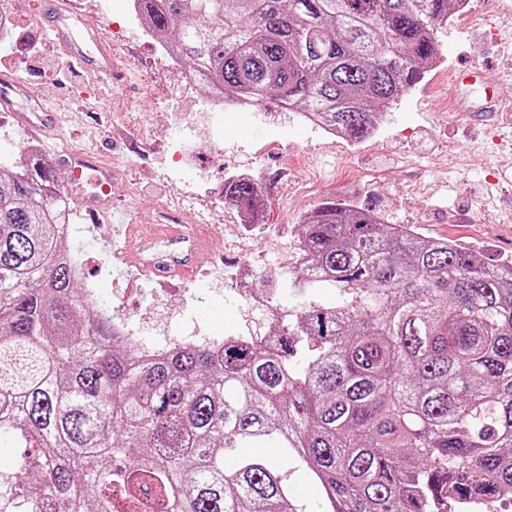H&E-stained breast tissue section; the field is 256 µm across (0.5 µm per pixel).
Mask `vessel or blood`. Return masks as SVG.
<instances>
[{"label":"vessel or blood","instance_id":"1","mask_svg":"<svg viewBox=\"0 0 512 512\" xmlns=\"http://www.w3.org/2000/svg\"><path fill=\"white\" fill-rule=\"evenodd\" d=\"M43 27L51 40L62 45L66 55L85 71L106 82L116 78L109 42L76 11L73 0H48ZM471 77L487 90L488 111L500 112V101L491 95L496 75L486 70H463L455 75L454 83L463 85ZM0 109L9 111L17 125L32 135L50 136L60 128L55 103L30 96L25 85L7 76H0ZM63 163L70 172V197L91 223H98L112 210L116 170L111 161L85 150L71 149L66 151ZM124 233L131 247L125 250L123 262L164 289H177L193 280L209 259L205 240L191 224H128ZM157 243L166 245L167 254L147 257V250Z\"/></svg>","mask_w":512,"mask_h":512}]
</instances>
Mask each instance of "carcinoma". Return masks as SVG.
<instances>
[{
  "label": "carcinoma",
  "instance_id": "cac0c4a2",
  "mask_svg": "<svg viewBox=\"0 0 512 512\" xmlns=\"http://www.w3.org/2000/svg\"><path fill=\"white\" fill-rule=\"evenodd\" d=\"M460 0H137L227 98L312 112L353 143L437 55ZM260 190L224 185L250 215ZM73 222L37 151L0 167V512H295L273 441L327 512H459L512 491V265L334 201L304 268L262 279L264 336L123 346L60 249ZM237 453L224 468V452Z\"/></svg>",
  "mask_w": 512,
  "mask_h": 512
}]
</instances>
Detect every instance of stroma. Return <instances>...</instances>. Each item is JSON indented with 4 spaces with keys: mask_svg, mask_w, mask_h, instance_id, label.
I'll list each match as a JSON object with an SVG mask.
<instances>
[{
    "mask_svg": "<svg viewBox=\"0 0 512 512\" xmlns=\"http://www.w3.org/2000/svg\"><path fill=\"white\" fill-rule=\"evenodd\" d=\"M46 0H11L14 45L0 49V70L11 71L30 95L60 102L59 135L42 140L43 154L61 182L69 174L59 161L67 148L101 152L117 173L112 181L116 206L93 224L81 221L64 247L78 267L76 285L92 291L113 322L127 324L141 342L162 346L180 339L253 334L267 324L246 303L242 283L218 284L242 266L254 278L273 273L289 256L297 238V218L325 201L374 210L383 223L410 224L423 236L448 238L476 251L488 264H512V154L497 149L483 113L455 118L438 109L452 92L483 106L478 85L455 87L457 68L491 67L500 76L496 94L512 102V47L499 34L512 25L500 0H470L469 11L437 27L439 54L422 80L400 96L379 133L354 144L328 139L298 125L276 106L256 113L254 130L227 138L225 125L201 89L163 67L150 45L127 35L113 43L123 82L106 85L75 68L40 30ZM193 115L197 148L185 167H177L171 146L186 133L180 115ZM257 167L265 206L259 224L236 232L238 210L224 200L226 178ZM201 206H215L224 232L198 233L213 263L193 282L165 291L141 282L129 287L119 261L126 249L118 224H152L160 215L193 217L179 204L184 192Z\"/></svg>",
    "mask_w": 512,
    "mask_h": 512,
    "instance_id": "obj_1",
    "label": "stroma"
}]
</instances>
